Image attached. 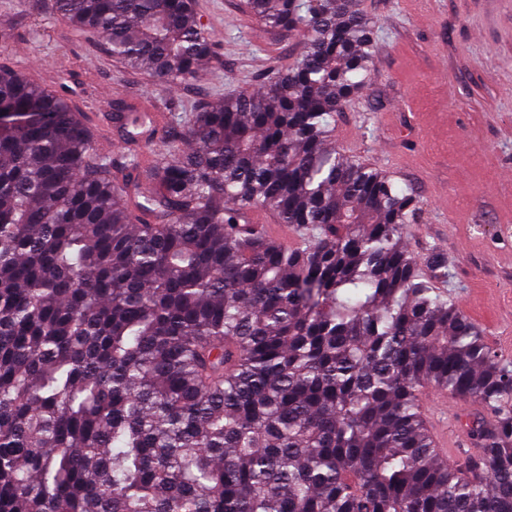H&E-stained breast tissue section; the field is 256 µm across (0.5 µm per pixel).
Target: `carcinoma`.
I'll return each mask as SVG.
<instances>
[{
    "label": "carcinoma",
    "instance_id": "1",
    "mask_svg": "<svg viewBox=\"0 0 512 512\" xmlns=\"http://www.w3.org/2000/svg\"><path fill=\"white\" fill-rule=\"evenodd\" d=\"M305 50L117 168L66 88L0 63V512H512V361L404 244L421 204L332 146L372 79L361 0H247ZM164 83L213 52L194 0H55ZM270 213L285 246L252 222ZM429 389L471 401L438 455ZM433 432L440 457L449 463L455 464L458 460L460 450L457 448V440L454 436L448 435V431L434 424Z\"/></svg>",
    "mask_w": 512,
    "mask_h": 512
}]
</instances>
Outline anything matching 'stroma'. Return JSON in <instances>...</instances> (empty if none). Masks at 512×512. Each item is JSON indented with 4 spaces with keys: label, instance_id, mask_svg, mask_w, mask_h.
I'll use <instances>...</instances> for the list:
<instances>
[{
    "label": "stroma",
    "instance_id": "35a3bbf8",
    "mask_svg": "<svg viewBox=\"0 0 512 512\" xmlns=\"http://www.w3.org/2000/svg\"><path fill=\"white\" fill-rule=\"evenodd\" d=\"M54 0H0V61L32 81L67 76L81 111L110 122L115 103L159 112L165 128L203 102L264 84L304 49L255 21L246 0H195L215 44L192 81L129 71L74 36ZM378 27L373 78L336 117V146L393 175L420 200L405 243L453 262L444 283L512 360V0H364Z\"/></svg>",
    "mask_w": 512,
    "mask_h": 512
}]
</instances>
